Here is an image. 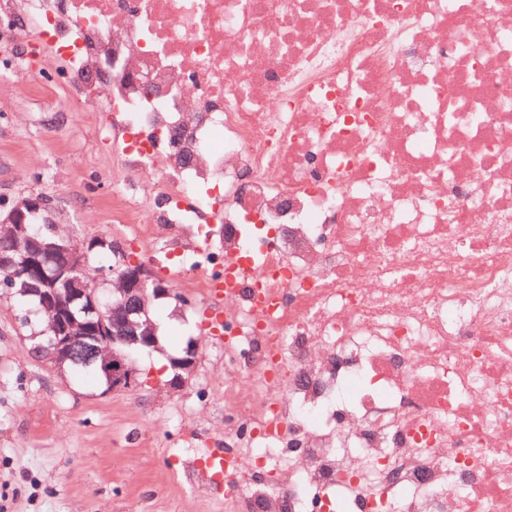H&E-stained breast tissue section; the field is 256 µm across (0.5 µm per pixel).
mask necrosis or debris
<instances>
[{
    "label": "necrosis or debris",
    "instance_id": "obj_1",
    "mask_svg": "<svg viewBox=\"0 0 512 512\" xmlns=\"http://www.w3.org/2000/svg\"><path fill=\"white\" fill-rule=\"evenodd\" d=\"M130 224L237 263L238 512H512V0H39ZM151 72L145 94L135 78ZM165 209L127 208V177Z\"/></svg>",
    "mask_w": 512,
    "mask_h": 512
}]
</instances>
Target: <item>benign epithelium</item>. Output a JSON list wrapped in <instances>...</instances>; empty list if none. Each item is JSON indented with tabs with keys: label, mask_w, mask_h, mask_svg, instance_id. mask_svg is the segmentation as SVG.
Listing matches in <instances>:
<instances>
[{
	"label": "benign epithelium",
	"mask_w": 512,
	"mask_h": 512,
	"mask_svg": "<svg viewBox=\"0 0 512 512\" xmlns=\"http://www.w3.org/2000/svg\"><path fill=\"white\" fill-rule=\"evenodd\" d=\"M45 207L46 199L30 196L19 199L0 215V225L10 228L8 236L0 240V268L13 270L11 287L23 294L29 282L23 279L22 270L52 263L50 272L45 274L47 288L40 293V302L42 308L54 314V321L45 330L47 345L42 350L53 363L61 364L69 359L73 343L85 336H97L104 348L96 371L104 377L107 389L127 388L134 381V373L126 364L128 351L157 347L156 325L148 317V305L151 299L168 294V289L144 262H124L112 268L116 284L120 285V308L114 306L111 298L82 287L73 274L84 263L87 247L54 235L45 238L33 232L27 222L28 215ZM149 282L153 284L151 289L147 288ZM76 300L84 301L81 320L66 306V302ZM132 314H143L145 319L133 321ZM196 357L197 347L192 344L173 365L175 374L169 381L170 387L182 386L184 375L190 374L195 366Z\"/></svg>",
	"instance_id": "7a95c632"
}]
</instances>
